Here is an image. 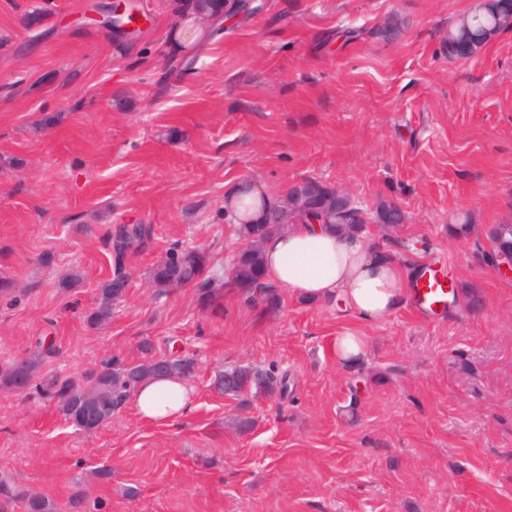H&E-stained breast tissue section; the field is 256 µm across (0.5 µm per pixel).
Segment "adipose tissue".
Returning <instances> with one entry per match:
<instances>
[{"mask_svg":"<svg viewBox=\"0 0 512 512\" xmlns=\"http://www.w3.org/2000/svg\"><path fill=\"white\" fill-rule=\"evenodd\" d=\"M273 203L257 183L236 186L224 197L225 209L245 220L256 218L263 206ZM261 251L267 282L305 301H341L346 315L364 324L387 317L407 299L411 274L360 233L296 224L267 236ZM195 399L194 389L183 378L158 377L137 386L133 405L142 420L172 425L188 416Z\"/></svg>","mask_w":512,"mask_h":512,"instance_id":"ef3b65f1","label":"adipose tissue"}]
</instances>
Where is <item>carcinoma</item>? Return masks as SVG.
<instances>
[{"mask_svg":"<svg viewBox=\"0 0 512 512\" xmlns=\"http://www.w3.org/2000/svg\"><path fill=\"white\" fill-rule=\"evenodd\" d=\"M176 9L182 14L199 12L218 13L224 10V0H174ZM491 25V19L484 13L472 12L459 22L448 26L445 42L448 57L469 58L483 48L481 39L484 28ZM311 198L327 212L330 226L343 231L361 233L364 225L352 212L346 211L336 200L335 191L327 186L320 187ZM280 208L274 207L262 214L257 222L239 226V234L245 241L235 256L231 267L221 273L215 272L204 278L208 267V256L199 249L173 247L159 260L151 272L155 287L168 288L180 284L193 287L200 292V301L208 309L216 308L218 296L213 294L216 285L229 291H236L252 302L277 304L276 290L263 281L260 261V244L270 233L283 228L278 223ZM154 237L151 224H116L109 227L105 244L112 267V276L101 288L98 307L90 315L94 325L104 324L112 317L113 306L124 298L131 275L132 258L146 250ZM493 249L512 247V222L497 225L496 234L490 238ZM40 355L15 359L0 367V387L23 392L33 384ZM171 372L189 379L195 372V362L187 356L172 352L159 358H148L138 363H109L89 374L79 382L57 374L48 375L41 381L44 393L57 400L59 411L65 419L85 433H92L112 421V415L123 406L135 388L145 379ZM97 385L99 405L89 407L85 394L89 384ZM286 386L270 372L252 367L236 366L224 370L216 387L226 396L239 397L252 390L273 394Z\"/></svg>","mask_w":512,"mask_h":512,"instance_id":"carcinoma-1","label":"carcinoma"}]
</instances>
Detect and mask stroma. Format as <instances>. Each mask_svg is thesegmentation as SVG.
Here are the masks:
<instances>
[{
    "instance_id": "stroma-1",
    "label": "stroma",
    "mask_w": 512,
    "mask_h": 512,
    "mask_svg": "<svg viewBox=\"0 0 512 512\" xmlns=\"http://www.w3.org/2000/svg\"><path fill=\"white\" fill-rule=\"evenodd\" d=\"M258 3L175 70L167 0H137L151 23L127 45L90 20L96 0H0V277L15 284L0 365L46 336L42 376L135 362L147 342L197 366L196 407L171 426L128 403L87 434L36 391L0 388V478L55 512L77 494L88 512H512V278L484 235L512 220V30L452 60L448 25L478 0ZM347 28L361 37L337 40ZM307 177L371 212L397 205L396 235H366L428 241L404 260L447 272L456 303L360 327L283 288L273 311L225 293L220 315L197 289L158 292L150 273L172 246L215 263L243 246L230 187L279 202ZM139 223L154 239L111 320L90 324L104 232ZM356 328L367 353L347 369L332 345ZM234 366L287 390L224 396L213 382Z\"/></svg>"
}]
</instances>
